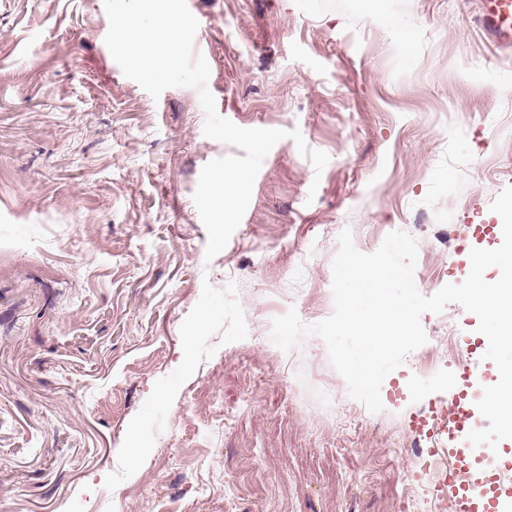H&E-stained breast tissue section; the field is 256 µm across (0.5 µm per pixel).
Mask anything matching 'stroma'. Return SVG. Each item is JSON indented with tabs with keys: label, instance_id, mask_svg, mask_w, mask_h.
I'll use <instances>...</instances> for the list:
<instances>
[{
	"label": "stroma",
	"instance_id": "stroma-1",
	"mask_svg": "<svg viewBox=\"0 0 512 512\" xmlns=\"http://www.w3.org/2000/svg\"><path fill=\"white\" fill-rule=\"evenodd\" d=\"M218 112L299 130L256 178L206 260L193 201L209 161L197 90L152 98L105 44L103 0H0V512H420L401 495L435 398L475 406L482 361L417 370L452 337L483 341L458 304L384 380L381 412L348 394L323 341L285 352L272 321L334 309L332 260L385 236L418 241L414 280L459 284L501 245L512 186V41L481 0H187ZM410 28V45L396 26Z\"/></svg>",
	"mask_w": 512,
	"mask_h": 512
}]
</instances>
